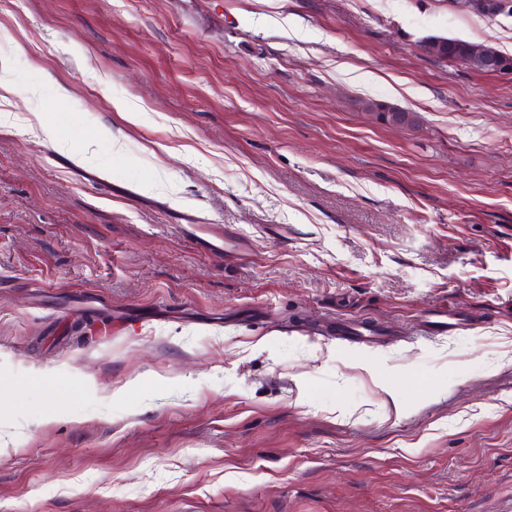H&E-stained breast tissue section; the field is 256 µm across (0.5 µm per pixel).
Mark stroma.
Masks as SVG:
<instances>
[{"instance_id":"1","label":"stroma","mask_w":512,"mask_h":512,"mask_svg":"<svg viewBox=\"0 0 512 512\" xmlns=\"http://www.w3.org/2000/svg\"><path fill=\"white\" fill-rule=\"evenodd\" d=\"M426 35L512 56L454 0H0V512H512V75ZM429 37H436L442 42L447 62L451 61L467 69L479 72L481 68L468 56L467 51L470 48L472 56L483 59L484 66L488 73L511 74L510 67H512V63H510V60L504 56L492 54L487 50L488 48L500 52L493 46L485 45L486 48L483 45H472L473 43L467 40L448 36L430 35ZM395 107L386 103L378 102V101H368L363 104V109L367 110L366 112H377L376 119L388 126H407V127H415L419 124L418 115L416 112H409L402 108H397L393 110V112H387L388 109ZM369 109H378L382 112H378L377 110H369Z\"/></svg>"}]
</instances>
